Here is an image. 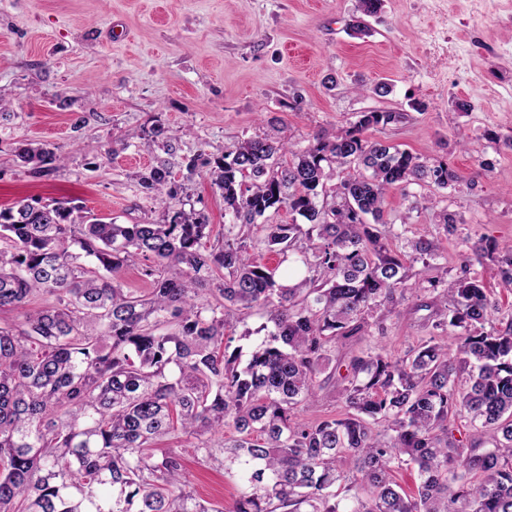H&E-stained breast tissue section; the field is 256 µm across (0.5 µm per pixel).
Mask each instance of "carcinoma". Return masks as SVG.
I'll list each match as a JSON object with an SVG mask.
<instances>
[{
    "mask_svg": "<svg viewBox=\"0 0 512 512\" xmlns=\"http://www.w3.org/2000/svg\"><path fill=\"white\" fill-rule=\"evenodd\" d=\"M401 119L362 112L305 146L255 135L190 158L182 182L160 159L138 175L164 204L158 222L119 224L56 200L0 208V311L19 317L0 323V512H212L183 489L180 455L152 452L178 430L205 460L224 455L239 480L231 512H512V320L496 322L469 269L447 278L433 240L405 228L388 238L390 189L460 181L367 135ZM141 136L176 150L158 121ZM16 156L34 178L63 161L44 143ZM200 166L231 216L209 250V216L184 201ZM283 208L304 222L264 224L250 240ZM258 247L288 257V275L255 262ZM471 250L512 286V247L486 237ZM141 258L151 291L134 296L116 274ZM418 261L436 275L414 285ZM39 296L52 303L27 309ZM403 304L430 325L404 357L331 355ZM255 307L268 323L242 367L225 331ZM342 366L345 412L302 421L317 375L329 368L331 381ZM456 416L469 445L449 437ZM226 424L234 435L216 438ZM403 466L416 472L413 495L394 479Z\"/></svg>",
    "mask_w": 512,
    "mask_h": 512,
    "instance_id": "1",
    "label": "carcinoma"
}]
</instances>
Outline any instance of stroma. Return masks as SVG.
<instances>
[{"label": "stroma", "mask_w": 512, "mask_h": 512, "mask_svg": "<svg viewBox=\"0 0 512 512\" xmlns=\"http://www.w3.org/2000/svg\"><path fill=\"white\" fill-rule=\"evenodd\" d=\"M358 15V0H0V90L11 102L0 116V208L56 199L122 224L156 222L163 204L137 176L161 151L120 147L153 122L180 134V177L187 158L257 134L303 144L362 112H400L369 137L448 163L462 182L437 195L459 222L447 230L435 211H411L399 189L385 221L437 241L449 276L469 266L511 316L499 265L467 258L480 237L512 242V0H384L361 39L350 34ZM382 82L388 94L375 93ZM22 142L54 145L61 168L31 178L14 157ZM188 192L210 218L211 246L228 222L224 200L203 171ZM428 334L424 312L391 314L358 347L397 359ZM194 445L175 433L157 449L182 457L201 502L231 512L232 478Z\"/></svg>", "instance_id": "stroma-1"}]
</instances>
